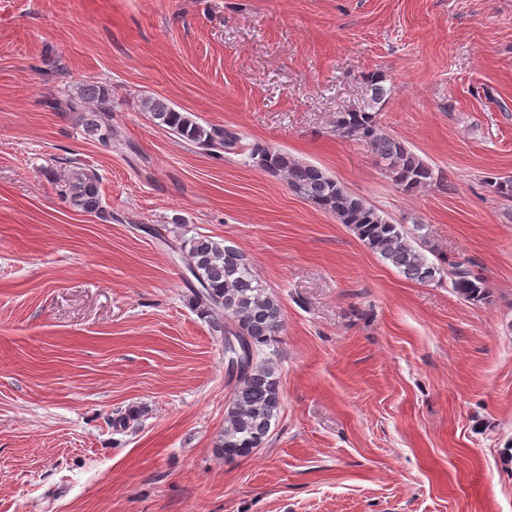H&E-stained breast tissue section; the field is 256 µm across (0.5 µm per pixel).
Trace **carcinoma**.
Segmentation results:
<instances>
[{
    "instance_id": "obj_1",
    "label": "carcinoma",
    "mask_w": 512,
    "mask_h": 512,
    "mask_svg": "<svg viewBox=\"0 0 512 512\" xmlns=\"http://www.w3.org/2000/svg\"><path fill=\"white\" fill-rule=\"evenodd\" d=\"M381 73L364 77L365 97L361 106L336 113L332 126L336 135L367 147L384 175L401 191L414 194L442 185L443 171L416 155L404 141L388 132L380 112L391 89ZM107 90L88 83L71 100L69 111L83 115L87 131L97 136L108 149L123 144V137L112 128V116L105 102ZM141 110L179 138L204 151L240 148L248 162L260 170L283 177L288 187L301 198L332 214L338 223L349 227L372 253L388 262L408 280L432 283L448 276L453 291L473 304H488L491 293L484 277L470 260L449 258L435 263L412 244L404 226L395 224L350 192L321 168L296 159L261 142L243 145L238 132L229 127L202 125L191 114L180 112L166 100L145 97ZM100 179L92 170L77 168L63 181L61 192L70 204L86 213H104ZM488 185L495 194L512 201V175L491 177ZM174 251L187 260V269L198 283L191 290V304L224 341L234 338L241 352L242 365L229 374L235 380L231 399L224 411V430L219 450L227 460L250 456L263 447L282 408L277 367L270 358L258 361L263 348L276 342L282 323L278 296L266 288L253 270L248 256L233 242L208 236L180 239Z\"/></svg>"
}]
</instances>
